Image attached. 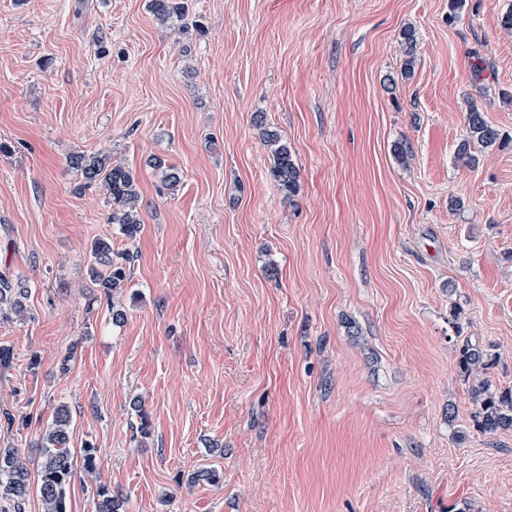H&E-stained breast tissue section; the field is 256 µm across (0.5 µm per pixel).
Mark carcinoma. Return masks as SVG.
I'll use <instances>...</instances> for the list:
<instances>
[{
  "mask_svg": "<svg viewBox=\"0 0 512 512\" xmlns=\"http://www.w3.org/2000/svg\"><path fill=\"white\" fill-rule=\"evenodd\" d=\"M149 9L156 20L165 22L174 14L185 10L182 0H150ZM466 123L470 139L485 147L495 144L500 133L489 121L485 112L472 104L466 112ZM265 142L273 156L271 175L282 192L288 197L299 191V170L294 163L288 143L277 131L267 127L263 115L255 116ZM70 163L80 172L84 185L94 186L112 205L111 220L122 226L129 236L139 230L140 194L132 170L112 164L110 157L99 154L77 153ZM152 166L163 174V182L175 188L180 182L178 173L165 167L160 158L152 160ZM94 263L89 267L90 279L99 284L108 298L128 280L133 256L128 255L119 262L112 258L110 242L96 239L91 246ZM24 284L0 277V312L23 317L26 313ZM498 354L493 347L466 344L457 357L460 377L467 385L468 395L475 407L472 415L473 427L483 435L493 437L501 431L512 429V390L501 391L494 387L490 370L494 368ZM71 415L65 405L55 411L52 422L43 431L38 444L40 473V498L42 512H68V492L76 463L69 448ZM97 449L87 446L83 455L84 474L91 478L95 487L96 512H121L123 500L112 495L109 488L98 482L95 466ZM29 492V468L26 458L15 448H0V497L20 506Z\"/></svg>",
  "mask_w": 512,
  "mask_h": 512,
  "instance_id": "1",
  "label": "carcinoma"
}]
</instances>
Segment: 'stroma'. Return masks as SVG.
<instances>
[{
    "instance_id": "35a3bbf8",
    "label": "stroma",
    "mask_w": 512,
    "mask_h": 512,
    "mask_svg": "<svg viewBox=\"0 0 512 512\" xmlns=\"http://www.w3.org/2000/svg\"><path fill=\"white\" fill-rule=\"evenodd\" d=\"M148 5L0 0V275L27 288L0 448L34 456L65 405L123 512H512V432L473 429L456 368L494 344L512 389V0ZM472 104L500 139L467 166ZM82 152L135 173V236ZM98 238L135 256L119 324ZM265 142L270 146L273 156L271 175L282 192L289 198L294 197L299 191V170L294 163L292 152L288 143L283 141L276 130H271L265 123L263 115L258 114L254 118Z\"/></svg>"
}]
</instances>
